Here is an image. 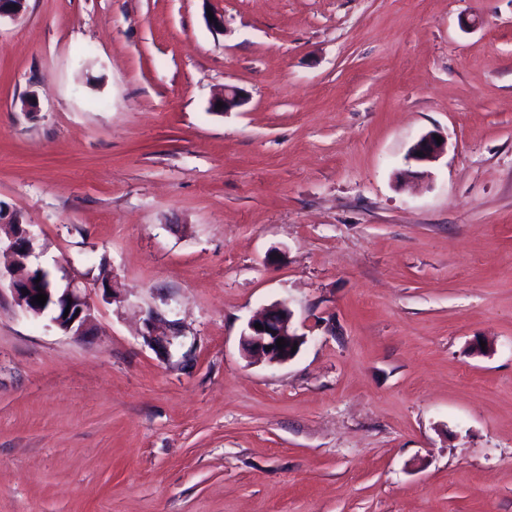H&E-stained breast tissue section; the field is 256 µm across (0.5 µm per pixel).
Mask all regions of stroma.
<instances>
[{
    "label": "stroma",
    "mask_w": 512,
    "mask_h": 512,
    "mask_svg": "<svg viewBox=\"0 0 512 512\" xmlns=\"http://www.w3.org/2000/svg\"><path fill=\"white\" fill-rule=\"evenodd\" d=\"M0 202L93 316L0 285V512H512V0H27ZM434 134L442 138V143L437 144ZM447 141L438 133L431 131L420 137L409 150V159L416 163L426 164L438 160L445 152ZM262 325L263 330L255 328ZM283 338L285 345L278 349L276 340ZM306 342L304 333H298L293 323V312L287 301H280L264 310L257 318L248 322L241 336V345L249 359L265 361L269 364H282L296 356L301 346ZM294 344L297 350L292 352ZM265 346H271L266 351ZM155 319V313L151 312L149 313L147 319H146V332L143 334V338L147 344L152 346L159 354L165 355L168 354L169 347L174 341V338L177 336H174L173 332L172 334H163V335H157L154 332L153 328V321Z\"/></svg>",
    "instance_id": "1"
}]
</instances>
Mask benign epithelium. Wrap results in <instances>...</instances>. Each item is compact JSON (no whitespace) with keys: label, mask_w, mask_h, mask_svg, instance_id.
<instances>
[{"label":"benign epithelium","mask_w":512,"mask_h":512,"mask_svg":"<svg viewBox=\"0 0 512 512\" xmlns=\"http://www.w3.org/2000/svg\"><path fill=\"white\" fill-rule=\"evenodd\" d=\"M27 0H0V20H15L25 10ZM242 91L235 86L224 88L221 98L223 107L221 111L230 112L240 106ZM447 141L437 143L434 132H428L420 137L409 150V159L426 164L438 160L445 152ZM0 224L11 228L9 250L12 254V264L7 270L9 288L19 306L35 316L48 314L51 322L59 329L74 336L86 333L92 322V309L88 301L85 288L72 278L63 288L57 287L51 279L49 270L38 266L36 271L47 286L41 290L30 287L29 277L33 271L28 268L33 251V238L27 225L23 223L20 214L14 210L8 211L6 216L0 215ZM43 293L48 296L45 305L41 306L33 301V297ZM155 313H149L146 319V332L143 338L159 354L165 355L174 341V335H157L154 332L153 321ZM262 325V329L255 328V324ZM285 341L283 348H278L276 340ZM306 336L298 333L293 323V312L287 301H280L264 310L257 318L248 322L241 336V345L245 355L257 361L269 364H282L296 356L292 352L293 346H302ZM271 350H265V347Z\"/></svg>","instance_id":"1"}]
</instances>
